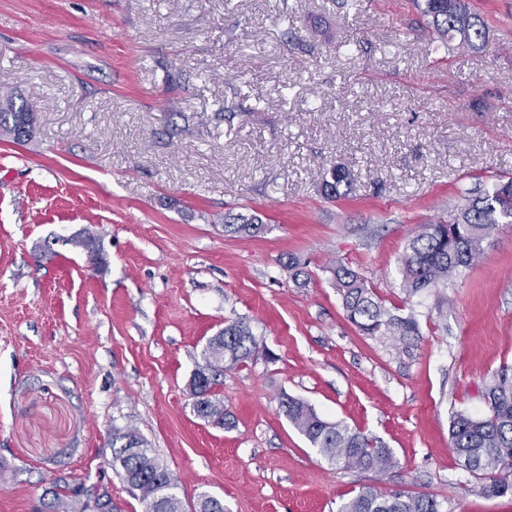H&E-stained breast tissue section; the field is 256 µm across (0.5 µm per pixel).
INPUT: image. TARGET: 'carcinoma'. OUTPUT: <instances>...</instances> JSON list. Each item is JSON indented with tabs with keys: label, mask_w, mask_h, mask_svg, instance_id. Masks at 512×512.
Returning <instances> with one entry per match:
<instances>
[{
	"label": "carcinoma",
	"mask_w": 512,
	"mask_h": 512,
	"mask_svg": "<svg viewBox=\"0 0 512 512\" xmlns=\"http://www.w3.org/2000/svg\"><path fill=\"white\" fill-rule=\"evenodd\" d=\"M422 16L437 38L454 40L463 48L478 51L487 43V31L480 17L471 13L465 0H416ZM33 116L27 106L15 105L8 97L0 102V129L18 142L27 140ZM343 166L330 169L324 183L325 195L337 197L339 187L348 183ZM499 224H512V180L495 184L476 196L445 223L424 224L410 237L401 258L402 290L408 297L445 282L448 277L470 267L483 254V241ZM263 229L256 219L243 214H224V232L255 236ZM335 287L341 296L346 319L362 335L382 336L408 343L419 336L416 319L397 315L383 305L373 289L357 272L339 265L333 269ZM258 340L250 324L236 320L208 340L203 350L204 365L190 381L191 389L204 403L202 418L225 427L229 425L224 406L213 398V388L224 369L246 362L256 352ZM490 407L485 417L458 412L449 426L450 449L460 469L475 482L480 493L501 497L512 495V374L504 368L485 389ZM280 410L291 425L333 464L346 469L385 472L399 466L393 451L362 432L341 422L320 417L306 402L284 395ZM112 469L134 491L143 512H184L175 492L177 484L168 470L150 453L145 439L131 429L112 430ZM51 508L71 512L89 502L75 496L69 485L55 484ZM339 512H441L432 495L407 490L379 491L364 487L345 501Z\"/></svg>",
	"instance_id": "1"
}]
</instances>
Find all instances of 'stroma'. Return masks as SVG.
I'll return each mask as SVG.
<instances>
[{"label":"stroma","mask_w":512,"mask_h":512,"mask_svg":"<svg viewBox=\"0 0 512 512\" xmlns=\"http://www.w3.org/2000/svg\"><path fill=\"white\" fill-rule=\"evenodd\" d=\"M481 51L444 43L412 0H0V512H33L55 478L143 506L112 471L133 428L187 512H338L361 488L432 495L444 512H512L474 494L449 448L454 413L512 367V224L461 276L413 298L400 257L512 178V0H466ZM350 173L323 196L327 171ZM253 216V237L224 232ZM92 235L90 262L75 239ZM305 262L293 280L289 258ZM414 316L405 345L345 318L333 268ZM250 323L259 348L193 410L207 341ZM290 395L391 448L346 470L283 415ZM13 99L8 97L0 103V128L13 135L17 142H23L32 132L33 116L23 102L16 107ZM263 229V224H259L256 219L248 218L243 214H232L231 212L224 215V232L239 236H256Z\"/></svg>","instance_id":"stroma-1"}]
</instances>
